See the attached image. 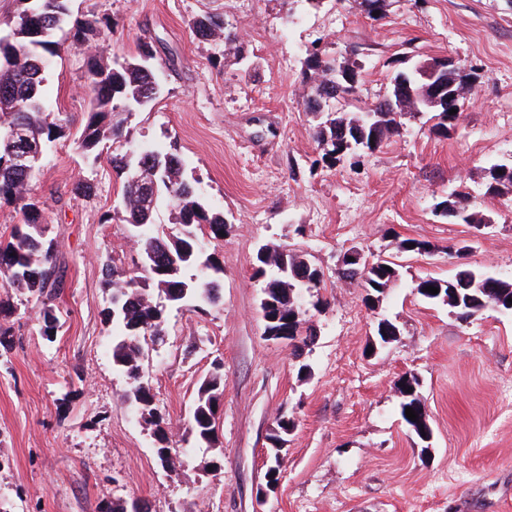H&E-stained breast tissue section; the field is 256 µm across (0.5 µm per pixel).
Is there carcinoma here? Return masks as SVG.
Returning <instances> with one entry per match:
<instances>
[{
  "label": "carcinoma",
  "instance_id": "cac0c4a2",
  "mask_svg": "<svg viewBox=\"0 0 512 512\" xmlns=\"http://www.w3.org/2000/svg\"><path fill=\"white\" fill-rule=\"evenodd\" d=\"M69 0H20L18 21L12 33L0 37V202L11 205L22 215L23 222L14 225L9 237L0 239V281L8 288L25 290L40 299V319L43 334L55 333L59 318L54 299L62 288V278L56 270L53 241L41 227L37 204L27 192L33 173L18 169L10 163L5 152L4 138L12 128H19L31 143L47 150L50 143L62 134L61 125L51 118L45 93L44 72L51 58L63 50V45L52 40L55 31L69 13ZM192 31L201 40H224V19L218 15H202L192 23ZM105 40L112 34V24L86 20L75 29L73 38L83 42L88 33ZM153 49L149 42L138 46L136 56L111 64L96 57L88 59L90 109L88 121L74 140L76 150L84 155L93 153L104 140L122 137L120 127L112 124V114L118 110L132 113L145 108L154 100L157 91ZM307 81L312 83L309 95L320 99H336V85L329 61L313 54L308 60ZM400 111L381 112L374 121L386 135L399 129ZM439 122L433 130L447 135L455 127L454 115L438 109ZM352 127V121L325 114L313 127V137L330 157H336V137L343 127ZM112 169L124 176L121 221L130 226V233L140 246V261L132 270L114 264H102L106 286L112 289V308L108 316L112 322V362L129 381L126 397L148 406L153 394L148 381L141 374L142 348L140 338L159 336L165 330L166 306L153 300L159 292L171 306L191 303L215 305L212 285L218 281L223 268L215 257L205 252V239L221 240L226 226L224 214L208 206L194 185L183 175L181 158L173 152H159L144 148L138 154L114 153ZM504 165L489 169L485 194L498 197L512 194V172H503ZM157 173V192L147 188L151 173ZM171 207L173 223L181 227L176 235L166 233L155 223V214L161 205ZM438 208L445 216L470 223L469 195L455 194L453 200H443ZM256 274L263 278V298L274 302L270 314L274 322H264V332L288 329V335L298 348L312 350L316 328L303 318L300 308L302 291H317L321 275L317 268L304 262L286 249L262 246L257 254ZM352 278L361 280L367 289L366 301L383 293L397 278L395 263L376 259L369 269H361ZM433 286L439 293L431 294L426 287ZM418 294L431 302L447 305L459 317L477 312L483 303L492 301L502 311L512 312V282L491 279L488 275L464 268L448 280L423 278L415 286ZM409 395L402 397L400 416L407 426L413 422L405 414L406 408L419 400L420 380L410 376ZM224 394V374L216 366L199 382L188 433L198 447L208 448L218 443L217 412ZM160 446L156 448L159 461L172 451L166 427L161 420L154 421ZM293 421L283 416L277 430L271 435V455L278 460L280 445L286 442Z\"/></svg>",
  "mask_w": 512,
  "mask_h": 512
}]
</instances>
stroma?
Here are the masks:
<instances>
[{"mask_svg":"<svg viewBox=\"0 0 512 512\" xmlns=\"http://www.w3.org/2000/svg\"><path fill=\"white\" fill-rule=\"evenodd\" d=\"M224 18L231 43L195 38L191 21ZM71 16L112 24L53 58L46 87L64 135L29 183L50 229L65 286L59 329L46 339L34 297L0 287V512H104L141 500L150 512H512V313L459 322L415 290L459 268L512 280V196L485 194L488 170L512 162V0H386L372 19L360 0H72ZM152 37L159 93L133 115L114 113L124 151L178 153L185 175L223 211L218 306L168 313L164 335L142 338L154 415L141 417L112 365L111 291L101 266L130 269L138 246L117 213L121 180L107 159L88 161L73 139L88 117L87 58L131 57ZM358 67L345 113L387 96L397 72L436 58L477 74L460 121L432 133L431 113L401 119L375 151L325 159L304 107L312 51ZM88 196L73 192L77 180ZM491 228L436 215L454 190ZM429 242L431 253L404 250ZM285 247L321 272V309L302 299L319 341L299 374L289 346L268 339L259 314L256 254ZM467 245L463 258L452 249ZM393 260L396 281L365 302L341 278L351 248ZM388 319L396 340L377 345ZM224 373L219 445L188 435L197 382ZM421 381L429 445L401 419L397 383ZM294 421L280 480L264 491L270 437ZM176 453L161 464L155 420Z\"/></svg>","mask_w":512,"mask_h":512,"instance_id":"stroma-1","label":"stroma"}]
</instances>
